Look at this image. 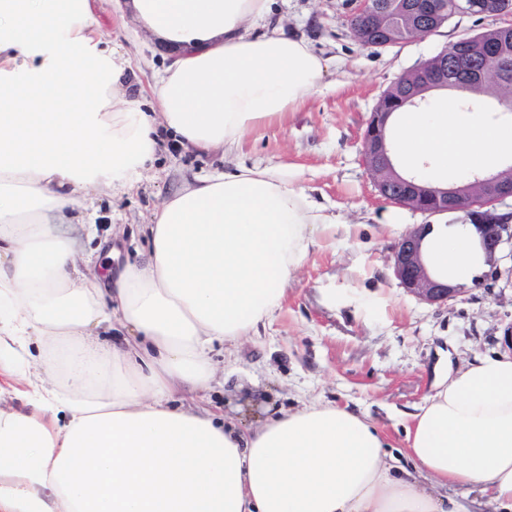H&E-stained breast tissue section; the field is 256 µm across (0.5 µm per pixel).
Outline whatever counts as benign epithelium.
<instances>
[{
    "instance_id": "1",
    "label": "benign epithelium",
    "mask_w": 512,
    "mask_h": 512,
    "mask_svg": "<svg viewBox=\"0 0 512 512\" xmlns=\"http://www.w3.org/2000/svg\"><path fill=\"white\" fill-rule=\"evenodd\" d=\"M351 17L365 23L374 48L397 45L426 37L448 23V0H351ZM463 11L499 22L496 29L512 31V0H467ZM512 58L508 44L482 49V59L472 58L471 50L458 55L459 72L469 81L491 78L497 60L506 66ZM397 90L383 93L370 113L362 136L363 159L380 196L424 214L462 212L479 234V244L492 265V276H506L512 284V266L497 268V254L505 245L512 246V216L505 217L501 206L512 199V164L495 174L474 173L463 184L448 188L432 184L409 172L395 169L387 132L390 119L403 107L421 109L427 93L448 89V49H443L415 69L396 79ZM429 224H419L403 235L393 248L392 268L404 291L431 305H445L462 293L448 285V278L428 275L420 255L421 240Z\"/></svg>"
}]
</instances>
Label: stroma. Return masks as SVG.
Segmentation results:
<instances>
[{
  "mask_svg": "<svg viewBox=\"0 0 512 512\" xmlns=\"http://www.w3.org/2000/svg\"><path fill=\"white\" fill-rule=\"evenodd\" d=\"M272 8L286 33L306 40L327 62L322 93L281 124L246 134L228 155L220 149L199 155L164 139L133 189L117 185L86 201L95 225L90 269L99 271L98 248L114 242L129 260H142L145 224L184 180L230 171L240 162L298 172L310 201L340 215L344 227L319 236L282 310L258 335L229 350L213 346L214 379L204 404L245 424L313 399L345 405L382 425L399 450L407 415L431 393L439 369L503 351L512 286L481 274L442 306L399 287L391 256L401 232L420 224H461L465 215L422 214L382 198L362 159V134L394 80L490 23L456 17L430 36L379 49L354 38L350 0H273ZM99 16L105 40L133 73L131 93H138L165 66L162 44L132 15L118 16L111 0H101Z\"/></svg>",
  "mask_w": 512,
  "mask_h": 512,
  "instance_id": "stroma-1",
  "label": "stroma"
}]
</instances>
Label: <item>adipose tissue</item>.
<instances>
[{
	"label": "adipose tissue",
	"instance_id": "adipose-tissue-1",
	"mask_svg": "<svg viewBox=\"0 0 512 512\" xmlns=\"http://www.w3.org/2000/svg\"><path fill=\"white\" fill-rule=\"evenodd\" d=\"M98 0H0V512H512V354L447 371L406 428L410 468L382 429L320 401L241 427L196 404L214 342L257 335L281 310L316 233L337 217L287 170L237 165L156 207L145 261L108 283L78 266L92 191L133 187L161 133L236 149L322 92L327 64L272 20L271 0H126L173 47L151 108L122 94ZM263 26L254 34V26ZM512 126L436 108L396 116L400 169L485 168ZM429 272L455 284L485 266L475 228L424 238ZM193 397L175 407L176 394Z\"/></svg>",
	"mask_w": 512,
	"mask_h": 512
}]
</instances>
